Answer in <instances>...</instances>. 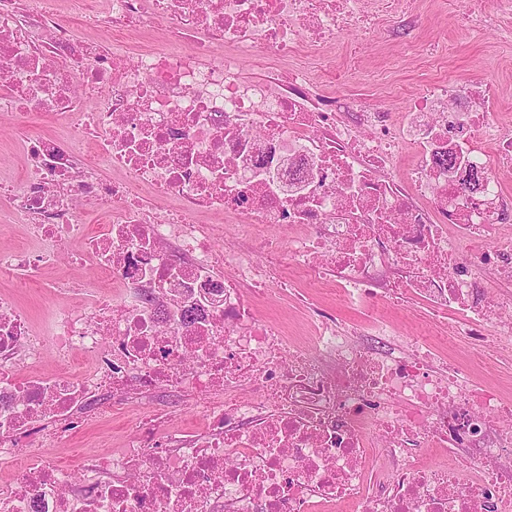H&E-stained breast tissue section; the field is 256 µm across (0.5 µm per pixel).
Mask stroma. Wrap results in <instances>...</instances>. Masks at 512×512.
I'll use <instances>...</instances> for the list:
<instances>
[{"instance_id":"1","label":"stroma","mask_w":512,"mask_h":512,"mask_svg":"<svg viewBox=\"0 0 512 512\" xmlns=\"http://www.w3.org/2000/svg\"><path fill=\"white\" fill-rule=\"evenodd\" d=\"M463 6L464 0H414L412 18L395 20L391 29L375 36L354 33L362 56L360 67L354 70L346 67L343 44H336L323 59L324 68L339 76L328 84V92L362 94L372 106L403 112L423 84L445 81L475 87L491 82L507 105L495 118L512 124V12H495L492 0H481L482 9L492 13L493 20L476 29L462 24ZM62 277L82 281L86 275L62 260L45 270L42 285L15 288L0 281V301L25 308L33 318L35 333L44 334L55 305L48 284ZM134 428V412H122L78 429L73 445L108 452L120 448Z\"/></svg>"}]
</instances>
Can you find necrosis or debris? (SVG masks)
<instances>
[{
	"label": "necrosis or debris",
	"mask_w": 512,
	"mask_h": 512,
	"mask_svg": "<svg viewBox=\"0 0 512 512\" xmlns=\"http://www.w3.org/2000/svg\"><path fill=\"white\" fill-rule=\"evenodd\" d=\"M410 4L0 0V112L26 160L0 182V220L26 230L0 277L36 283L64 259L90 280L78 307L53 285L52 373L29 314L0 303V512H512V392L448 352L512 356V126L492 122L488 84L340 110L313 74ZM159 19L170 45L146 46ZM249 57L264 63L251 79ZM456 168L481 170L482 190L459 193ZM91 204L103 223L83 222ZM289 270L307 290L300 336L255 306ZM319 295L363 313L342 323ZM408 297L432 336L399 335ZM180 405L204 432L173 424ZM126 409L118 452L57 456L74 422Z\"/></svg>",
	"instance_id": "1"
}]
</instances>
